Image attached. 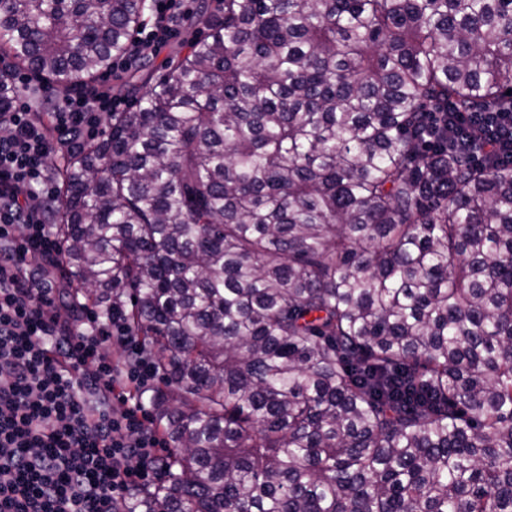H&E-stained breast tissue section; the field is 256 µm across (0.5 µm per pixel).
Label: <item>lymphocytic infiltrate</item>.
Instances as JSON below:
<instances>
[{
  "label": "lymphocytic infiltrate",
  "instance_id": "lymphocytic-infiltrate-1",
  "mask_svg": "<svg viewBox=\"0 0 512 512\" xmlns=\"http://www.w3.org/2000/svg\"><path fill=\"white\" fill-rule=\"evenodd\" d=\"M189 2L149 0L128 54L90 85L45 94L52 128L25 108L0 113V512H120L130 489L164 475L167 443L144 403H129L125 392L155 378L153 363L120 322L92 312L63 321L62 252L42 215L49 157L96 140L105 117L123 111L112 81L181 37ZM458 122L485 136L476 161L512 142V103L460 113ZM109 341L128 369L114 365Z\"/></svg>",
  "mask_w": 512,
  "mask_h": 512
}]
</instances>
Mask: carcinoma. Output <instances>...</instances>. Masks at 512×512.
<instances>
[{
	"label": "carcinoma",
	"mask_w": 512,
	"mask_h": 512,
	"mask_svg": "<svg viewBox=\"0 0 512 512\" xmlns=\"http://www.w3.org/2000/svg\"><path fill=\"white\" fill-rule=\"evenodd\" d=\"M64 92L146 0H0ZM54 167L73 298L153 357L164 480L122 512H512V0H223ZM457 120L464 127L482 131L485 136L486 143L480 150H474V159L478 163L484 160L483 153H490L496 143L504 140L512 143V100L486 112H461Z\"/></svg>",
	"instance_id": "obj_1"
}]
</instances>
